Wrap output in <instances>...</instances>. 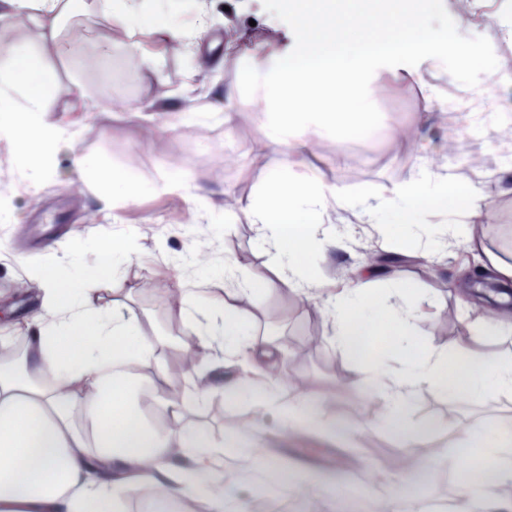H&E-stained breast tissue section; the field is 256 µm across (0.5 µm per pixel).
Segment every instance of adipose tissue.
I'll return each mask as SVG.
<instances>
[{
  "label": "adipose tissue",
  "mask_w": 512,
  "mask_h": 512,
  "mask_svg": "<svg viewBox=\"0 0 512 512\" xmlns=\"http://www.w3.org/2000/svg\"><path fill=\"white\" fill-rule=\"evenodd\" d=\"M74 11L75 0H0V32L32 31L37 41L35 50L12 51L0 64V144L15 155L23 180L32 167L47 166L65 139L50 117L49 100L62 95L71 110L82 107L74 86L61 85L45 68L47 60L66 54L62 25ZM141 11L140 0H91L88 14L110 20L109 27L93 31L99 66L110 65L113 44L123 40L139 66L150 67L151 54L135 40ZM369 21L368 10L357 7L342 13L305 10L295 18L285 54L251 51L247 76L264 117L261 146L280 162L244 216L257 226L276 277L258 282L225 262L230 288L213 306L195 310L184 289H164L167 307L193 322L192 336L182 343L179 375L191 386L187 394L173 392L175 377L158 355L160 339L135 317L98 301L101 281L131 252L130 234L97 241L100 261L87 269L81 285L47 269L29 280L42 313L9 326L22 347L23 368L17 373L13 360L0 361V512H104L131 493L142 495L145 512H225L224 450L187 422L214 392L231 395L249 410L239 420L238 454L269 413L287 430L308 419L331 430V397H322L310 414L304 398L287 396L281 375L254 380L225 374L220 364L203 373L198 364L236 346L253 316L255 288L285 282L313 299L320 284L305 262L311 241L347 250V239L329 224V210L348 208L352 199L340 185L306 169L313 138L364 131L373 116L379 70L417 76L459 44L458 26L432 27L412 14L376 36L343 38L348 24L364 29ZM370 195L374 203L364 208L363 223H376L380 212L390 211L396 223L420 230L426 226L417 217L421 200L471 219L482 218L487 207L481 189H460L431 161L401 182L374 187ZM383 280L381 268L365 267L357 284H336L320 310L333 326L337 349L352 361L343 384L376 396L379 421L396 431L404 447L433 448L409 413L422 393L441 387L451 360L442 347L421 349L406 340L418 311L396 302L398 286L374 293ZM377 335L387 337L390 361L360 356L361 337ZM488 389L512 393V363L471 362L465 392L475 397ZM455 442L460 456L472 451L485 463L481 478L462 482L456 512H512V435L461 426ZM433 450L432 462L444 461L445 449Z\"/></svg>",
  "instance_id": "1"
}]
</instances>
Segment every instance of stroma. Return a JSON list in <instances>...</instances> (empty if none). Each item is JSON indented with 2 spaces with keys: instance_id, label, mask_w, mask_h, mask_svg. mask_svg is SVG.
I'll list each match as a JSON object with an SVG mask.
<instances>
[{
  "instance_id": "35a3bbf8",
  "label": "stroma",
  "mask_w": 512,
  "mask_h": 512,
  "mask_svg": "<svg viewBox=\"0 0 512 512\" xmlns=\"http://www.w3.org/2000/svg\"><path fill=\"white\" fill-rule=\"evenodd\" d=\"M448 20L457 24L465 41L482 50L477 63L461 65L456 54L426 69L422 76L380 71L379 92L373 99L376 124L368 132L344 138L318 137L307 157L309 168L327 180H339L353 198L351 208L332 213L338 229L351 239L347 254L327 257L308 254L307 260L324 283L352 280L367 263H381L392 281L412 284L409 302L422 314L411 331L414 344L448 346L471 341L472 357L512 361V335L489 331L475 333L472 319L459 295L463 285L456 278L467 259L465 249H432L407 225L383 214L380 228L360 223L359 213L369 202L368 190L406 178L421 158L443 164V171L460 187L482 188L488 196L487 217L476 220L474 233L492 254L512 261V180L505 171L500 139L504 125L512 124V86L500 85L498 75L512 59V0H447ZM206 4L210 24L199 45L184 49L168 44L152 68L138 69L125 43L112 48L110 69L96 62L91 40H76L79 30L106 25L104 16L73 15L64 22V33L73 38L68 56L47 63L48 73L63 84H76L87 109L73 114L71 145L58 147L49 176L18 180L12 153L0 145V305L7 307L8 322L28 320L41 311L35 295L23 287L27 277L55 265L79 279L84 260L76 242L87 244L100 237L130 231L135 235L136 262L129 275L115 274L103 282L102 303L113 304L150 324L164 341L168 370H176L180 341L190 323L169 311L160 291L184 285L190 303H198L224 287L225 259L262 279L271 278L258 232L244 218L230 219L215 213L209 236L195 238L198 222L189 197L156 192L154 184L176 170H183L202 186L210 200L223 205L225 189H233L243 203L258 199L279 158L257 155L263 136L261 117L253 112V89L244 79L243 64L224 60V44L238 38L244 27H253L255 40L269 50H288L291 26L282 0H176L184 23H191L199 4ZM490 89L499 99L494 110L476 111L469 99L471 88ZM171 102L195 97L211 101L215 94L232 97L246 116L233 130L218 120L191 121L177 133L163 132L166 117L155 105L157 91ZM461 144L449 153L450 134ZM82 153L105 168H124L137 177L136 199L126 204L113 200L107 187L84 179L73 165ZM208 255V269L182 265L189 246ZM248 331L276 344L275 359L282 374L311 389L310 409H317L323 394L335 401V432L325 435L299 425L283 432L277 416L265 415L253 445L273 475L289 474L296 467L315 474L326 487L321 512H367L374 468L384 467L393 491L419 502L423 512H451L470 469L428 464L426 448H405L389 432L364 428L366 416L377 412L375 396L362 389H340L339 381L350 362L333 345L331 326L314 303L305 302L288 285L257 289ZM245 406L218 393L192 421L214 443L231 445L237 438V421ZM512 414V394L490 393L474 399L441 391L422 394L410 419L428 430L437 445H447L460 425L485 431L498 429ZM246 461L224 457L226 492L238 512H308L302 488L279 495L256 493L244 481ZM413 470L410 481H398L402 470Z\"/></svg>"
}]
</instances>
